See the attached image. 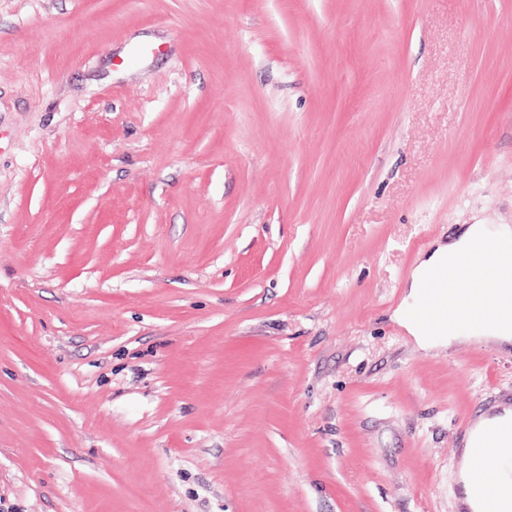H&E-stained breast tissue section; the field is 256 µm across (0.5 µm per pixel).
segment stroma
<instances>
[{
  "instance_id": "35a3bbf8",
  "label": "stroma",
  "mask_w": 512,
  "mask_h": 512,
  "mask_svg": "<svg viewBox=\"0 0 512 512\" xmlns=\"http://www.w3.org/2000/svg\"><path fill=\"white\" fill-rule=\"evenodd\" d=\"M512 225V0H0V512H456L512 346L419 258ZM493 243L501 256L512 264V227L510 224H470L456 239L447 243H438L414 267L408 283V291L400 305L394 311L395 320L413 337L417 346L425 351L449 348L461 337L473 338L490 345H508L512 343V313L496 309L512 310V276L493 273L481 262L488 244ZM465 260L463 274L456 271H436L443 268L450 258ZM435 273V274H434ZM434 274V276H433ZM451 275V281L446 278ZM432 276L434 288L432 286ZM455 280L462 281L466 288H457ZM489 301L500 288L492 305L480 304L477 296L481 289ZM430 294L439 299L425 302L418 317L416 309L427 300ZM448 302V304L444 303ZM448 313L451 318L448 320Z\"/></svg>"
}]
</instances>
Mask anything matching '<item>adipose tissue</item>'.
Instances as JSON below:
<instances>
[{"label":"adipose tissue","instance_id":"ef3b65f1","mask_svg":"<svg viewBox=\"0 0 512 512\" xmlns=\"http://www.w3.org/2000/svg\"><path fill=\"white\" fill-rule=\"evenodd\" d=\"M491 243L496 245L504 259L512 261V226L473 224L456 239L437 244L414 267L408 291L396 308L394 318L420 349L448 348L462 337L496 346L512 343V324L498 321L495 316L498 309H512V276L493 273L483 265L481 257ZM453 257L463 260L466 267L465 273L459 276V284L433 289V274ZM484 288L497 289L493 304L479 302L478 295ZM433 293L441 301L447 302L450 319L447 324L431 329L421 326L416 310ZM489 430L496 431L504 444L503 450L486 458L488 472L497 476L496 482L488 488L489 494L494 495L512 487L511 409L481 417L474 423L461 455L460 466L468 468L477 450L478 437Z\"/></svg>","mask_w":512,"mask_h":512}]
</instances>
